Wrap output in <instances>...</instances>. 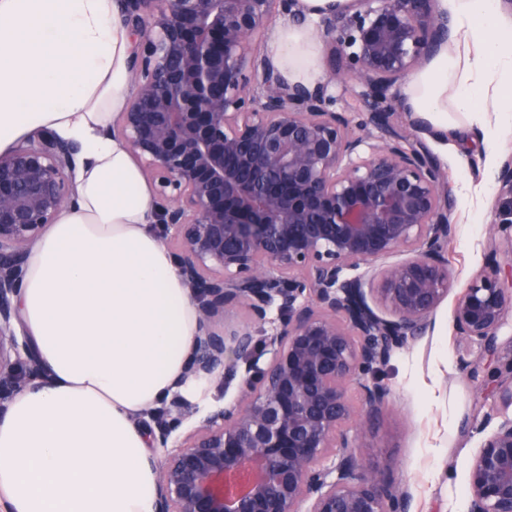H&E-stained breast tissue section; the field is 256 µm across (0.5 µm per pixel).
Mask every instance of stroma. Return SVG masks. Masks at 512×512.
Listing matches in <instances>:
<instances>
[{"label":"stroma","instance_id":"35a3bbf8","mask_svg":"<svg viewBox=\"0 0 512 512\" xmlns=\"http://www.w3.org/2000/svg\"><path fill=\"white\" fill-rule=\"evenodd\" d=\"M421 139L447 172L456 195L459 219L447 256L464 281L486 260L490 206L499 190L496 175L503 159L512 155V141L498 147L486 128L467 122L451 137L426 132ZM453 304L449 297L439 306L432 335L392 352L377 375L390 388L389 399L373 422L350 432L365 461L408 484L414 512H468L470 465L485 438L473 423L485 419L494 427L504 413L487 368L470 373L480 348L455 334ZM244 374L240 363L223 380L204 384L193 407L204 413L231 403Z\"/></svg>","mask_w":512,"mask_h":512}]
</instances>
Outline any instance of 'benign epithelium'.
Masks as SVG:
<instances>
[{"label":"benign epithelium","mask_w":512,"mask_h":512,"mask_svg":"<svg viewBox=\"0 0 512 512\" xmlns=\"http://www.w3.org/2000/svg\"><path fill=\"white\" fill-rule=\"evenodd\" d=\"M433 2L349 0L322 15L330 75L307 87L253 52L295 0H120L136 92L109 135L153 184L158 237L196 308L187 374L210 381L250 363L238 399L156 461L155 512H410L408 491L363 464L348 429L390 394L364 376L433 330L454 287L455 193L428 149L393 125L409 74L452 34ZM78 154L43 131L0 157V412L45 375L11 322L29 247L75 202ZM498 182L512 198L511 157ZM487 248L451 321L483 348L507 410L512 344L498 333L512 316V246L492 233ZM396 252L408 257L376 271L375 288L346 274ZM241 308L251 321L229 323ZM265 324L262 368L254 329ZM193 415L178 397L151 411L161 447ZM469 491V512H512V416L473 457Z\"/></svg>","instance_id":"obj_1"}]
</instances>
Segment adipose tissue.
<instances>
[{"instance_id":"obj_1","label":"adipose tissue","mask_w":512,"mask_h":512,"mask_svg":"<svg viewBox=\"0 0 512 512\" xmlns=\"http://www.w3.org/2000/svg\"><path fill=\"white\" fill-rule=\"evenodd\" d=\"M337 0H298L264 52L288 83L321 81L314 23ZM497 0H435L453 32L403 88L438 131L488 120L512 133V21ZM132 37L119 0H0V155L42 130L75 142V203L30 246L18 296L46 371L0 418L5 512H154L149 437L134 423L187 376L198 320L151 231L152 186L108 136L129 98Z\"/></svg>"}]
</instances>
